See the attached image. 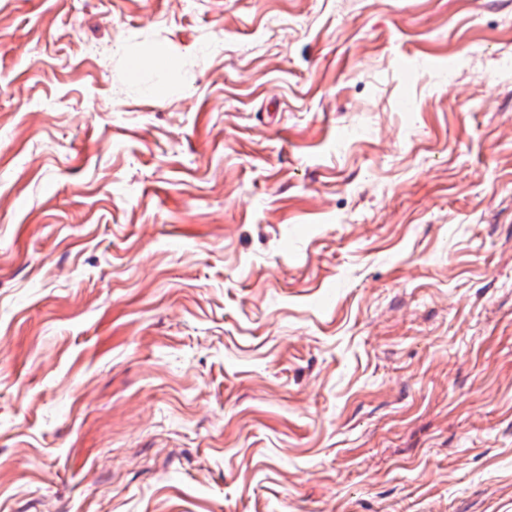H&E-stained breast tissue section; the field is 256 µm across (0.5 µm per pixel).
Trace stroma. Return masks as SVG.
I'll list each match as a JSON object with an SVG mask.
<instances>
[{"label": "stroma", "instance_id": "stroma-1", "mask_svg": "<svg viewBox=\"0 0 512 512\" xmlns=\"http://www.w3.org/2000/svg\"><path fill=\"white\" fill-rule=\"evenodd\" d=\"M0 512H512V0H0Z\"/></svg>", "mask_w": 512, "mask_h": 512}]
</instances>
